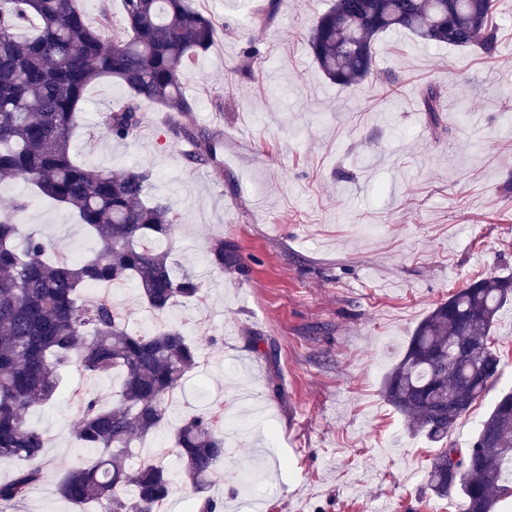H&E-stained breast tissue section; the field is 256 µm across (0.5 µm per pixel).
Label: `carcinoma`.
I'll return each instance as SVG.
<instances>
[{
	"mask_svg": "<svg viewBox=\"0 0 512 512\" xmlns=\"http://www.w3.org/2000/svg\"><path fill=\"white\" fill-rule=\"evenodd\" d=\"M128 33L106 43L102 27L87 22L77 0H0V181L22 178L34 192L68 209L98 240L82 259L50 254L34 234L18 241V198L0 214V464L14 466L0 481V505L23 501L42 477L46 446L31 424V410L59 394L60 370L75 359L84 371L123 380L112 406L74 393L76 438L95 452L87 463L64 469L62 497L89 512H164L176 483L197 498L195 512H217L207 489L224 478V408L185 414L170 438L181 466L172 473L160 458L132 460L135 439L157 434L169 418L170 397L198 367V347L182 330L165 325L150 336L132 334L108 297L91 300L92 285L136 283L156 315L180 300L203 299L191 272L175 271L161 241L177 215L151 193L152 175L132 168L121 175L81 166L70 142L86 88L110 78L129 98L102 113V126L124 140L140 124L139 105L191 112L182 74L216 37V22L190 0H121ZM495 0H333L308 33L311 55L323 74L343 86L375 71V42L390 30L450 48L492 55L497 33ZM34 29L30 38L16 31ZM442 90L419 92L420 111L440 124ZM192 141V164L220 168L218 139L209 131L174 125ZM212 265L241 266L224 241L209 249ZM512 301V276L480 278L437 304L416 326L400 359L385 375L382 394L411 429L442 442L482 399L500 373L501 356L490 333ZM512 391L498 397L466 448L451 444L433 458L429 489L459 495L465 512H495L512 497Z\"/></svg>",
	"mask_w": 512,
	"mask_h": 512,
	"instance_id": "obj_1",
	"label": "carcinoma"
}]
</instances>
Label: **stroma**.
<instances>
[{
    "label": "stroma",
    "mask_w": 512,
    "mask_h": 512,
    "mask_svg": "<svg viewBox=\"0 0 512 512\" xmlns=\"http://www.w3.org/2000/svg\"><path fill=\"white\" fill-rule=\"evenodd\" d=\"M269 0H193L220 30L184 72L193 111L145 101L133 137L100 125L127 89L88 87L71 143L81 164L115 174L148 171L178 214L163 243L175 270L193 272L204 301L149 312L135 284H114L127 331L180 327L203 361L183 382L171 419L226 406L238 495L215 482L221 512H461L425 475L441 446L411 431L382 396L383 378L436 304L478 278L512 273V0H498L497 49L431 45L404 32L376 43V75L343 87L314 63L307 36L328 0H282L272 20L251 22ZM105 40L125 35L119 0H78ZM259 56L245 60L246 42ZM443 88V126L429 127L418 86ZM214 132L221 165L191 166L193 145L173 124ZM30 197L20 216L60 251L90 254L96 241L65 208L33 197L23 180L0 182V213ZM234 245L242 269L207 260L216 241ZM501 355L492 389L460 419L449 443L466 447L499 394L512 390V304L491 333ZM66 391L112 401L120 374L71 362ZM47 447L43 478L20 512H79L58 477L88 457L74 439L79 418L65 395L34 408Z\"/></svg>",
    "instance_id": "1"
}]
</instances>
